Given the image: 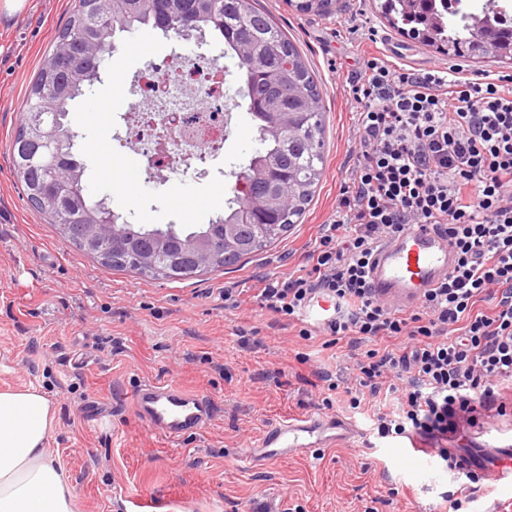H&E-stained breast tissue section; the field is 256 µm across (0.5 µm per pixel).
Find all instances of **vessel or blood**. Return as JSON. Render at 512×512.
Wrapping results in <instances>:
<instances>
[{
	"mask_svg": "<svg viewBox=\"0 0 512 512\" xmlns=\"http://www.w3.org/2000/svg\"><path fill=\"white\" fill-rule=\"evenodd\" d=\"M456 251L447 234L429 224H411L378 247L369 281L376 294L405 308L416 307L424 291L437 287L454 266ZM141 422L159 435L179 440L204 429L211 401L202 393L158 381L141 382L132 394ZM358 432L346 419L308 415L271 426L243 460L249 466L307 455L336 443L354 442ZM461 471L485 469L492 482L512 484V445L475 440L470 448H449Z\"/></svg>",
	"mask_w": 512,
	"mask_h": 512,
	"instance_id": "b4317fda",
	"label": "vessel or blood"
}]
</instances>
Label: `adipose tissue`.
I'll use <instances>...</instances> for the list:
<instances>
[{
	"label": "adipose tissue",
	"instance_id": "obj_1",
	"mask_svg": "<svg viewBox=\"0 0 512 512\" xmlns=\"http://www.w3.org/2000/svg\"><path fill=\"white\" fill-rule=\"evenodd\" d=\"M40 391H0V512H72L75 488L45 448L54 427Z\"/></svg>",
	"mask_w": 512,
	"mask_h": 512
}]
</instances>
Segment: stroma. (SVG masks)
Wrapping results in <instances>:
<instances>
[{
  "label": "stroma",
  "instance_id": "35a3bbf8",
  "mask_svg": "<svg viewBox=\"0 0 512 512\" xmlns=\"http://www.w3.org/2000/svg\"><path fill=\"white\" fill-rule=\"evenodd\" d=\"M383 0H333L327 12L301 13L287 0H258L302 52L323 89L327 149L324 174L300 224L258 255L224 271L170 282L104 266L59 238L53 225L23 200L10 155L25 91L40 60L70 16L75 0H26L24 9L0 15V389L35 388L55 413L47 441L51 455L76 489L74 512H118L115 488L152 497L157 512H444L447 493L460 483L441 459L429 470L407 453V437L376 438L373 411L391 401L333 414L352 420L357 442L244 466L240 454L256 447L274 423L319 413L317 372L340 375L349 366L346 343L301 336V321L287 322L255 298L265 275L300 272L322 225L334 217L336 196L353 164L357 104L348 81L364 59L376 56L416 69L453 67L512 86V60L455 56L393 28ZM101 84L80 97L70 123L84 143L97 144L119 164L121 182L105 179L87 158V197L107 199L112 210L149 227L208 223L223 210L217 189H231L259 146L248 101L236 98L221 150L193 162L172 183L147 179L125 125L127 112L144 107L136 79L148 66L183 58L221 57L232 89L244 84L239 60L224 55V41L207 33L205 44L167 37L142 26L114 37ZM112 96L100 119L95 104ZM190 200L186 217L180 199ZM242 292L239 308L224 306V291ZM250 338V347L239 345ZM174 384L211 397L210 424L171 441L134 415L130 396L143 381ZM112 422L91 420V407Z\"/></svg>",
  "mask_w": 512,
  "mask_h": 512
}]
</instances>
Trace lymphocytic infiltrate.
<instances>
[{
  "instance_id": "lymphocytic-infiltrate-1",
  "label": "lymphocytic infiltrate",
  "mask_w": 512,
  "mask_h": 512,
  "mask_svg": "<svg viewBox=\"0 0 512 512\" xmlns=\"http://www.w3.org/2000/svg\"><path fill=\"white\" fill-rule=\"evenodd\" d=\"M359 104L354 164L305 273L262 278L256 298L295 320L317 297L337 312L318 331L346 341L352 382L319 373L350 408L381 394L379 435L447 436L460 415L503 412L512 382V88L490 77L392 67L372 57L351 81ZM409 224L452 240L456 265L415 310L376 297L367 269L377 244Z\"/></svg>"
}]
</instances>
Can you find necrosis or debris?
<instances>
[{"label":"necrosis or debris","instance_id":"necrosis-or-debris-1","mask_svg":"<svg viewBox=\"0 0 512 512\" xmlns=\"http://www.w3.org/2000/svg\"><path fill=\"white\" fill-rule=\"evenodd\" d=\"M141 96L147 107L131 113L129 135L135 154L163 150L171 157L166 170L178 179L181 168L173 156L178 152L218 150L228 133L226 122L232 100L224 84L219 62L181 64L173 80L154 86L145 81Z\"/></svg>","mask_w":512,"mask_h":512}]
</instances>
